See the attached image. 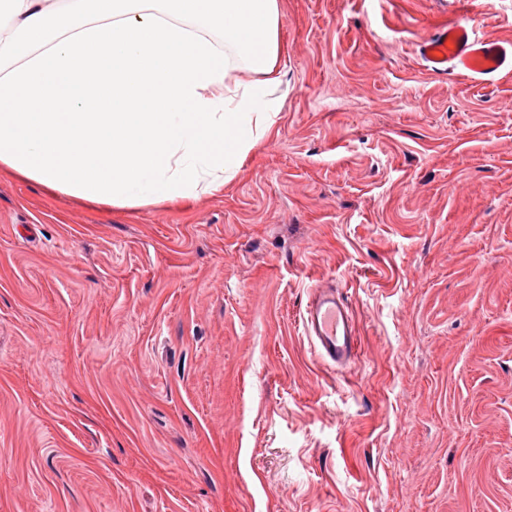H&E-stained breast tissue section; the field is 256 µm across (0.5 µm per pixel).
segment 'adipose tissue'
Here are the masks:
<instances>
[{
	"label": "adipose tissue",
	"instance_id": "1",
	"mask_svg": "<svg viewBox=\"0 0 512 512\" xmlns=\"http://www.w3.org/2000/svg\"><path fill=\"white\" fill-rule=\"evenodd\" d=\"M279 16L280 0H0V169L116 208L215 191L275 123ZM238 58L255 81L232 80Z\"/></svg>",
	"mask_w": 512,
	"mask_h": 512
}]
</instances>
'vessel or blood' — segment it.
Segmentation results:
<instances>
[{
	"label": "vessel or blood",
	"instance_id": "vessel-or-blood-1",
	"mask_svg": "<svg viewBox=\"0 0 512 512\" xmlns=\"http://www.w3.org/2000/svg\"><path fill=\"white\" fill-rule=\"evenodd\" d=\"M419 53L427 68L438 74L455 70L491 76L512 68V41L488 40L477 36L463 22L441 26L424 40ZM304 326L319 356L335 365L351 363L359 349L356 320L336 287L313 289L306 306Z\"/></svg>",
	"mask_w": 512,
	"mask_h": 512
}]
</instances>
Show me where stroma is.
<instances>
[{
	"mask_svg": "<svg viewBox=\"0 0 512 512\" xmlns=\"http://www.w3.org/2000/svg\"><path fill=\"white\" fill-rule=\"evenodd\" d=\"M459 19L512 39V0H280V112L192 203L0 171V512H512V74L424 66ZM304 326L323 360L347 365L357 356V323L336 287L322 285L313 289L305 310Z\"/></svg>",
	"mask_w": 512,
	"mask_h": 512,
	"instance_id": "obj_1",
	"label": "stroma"
}]
</instances>
